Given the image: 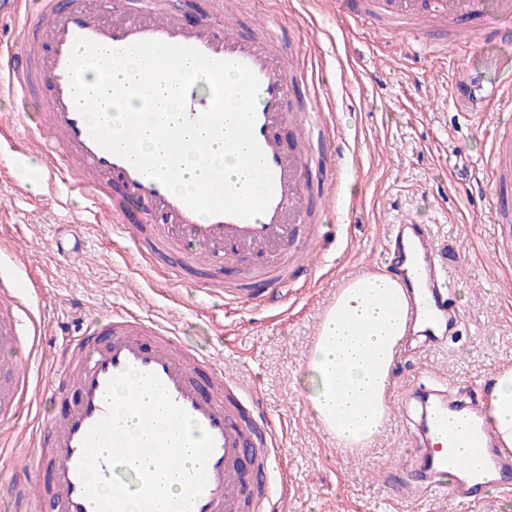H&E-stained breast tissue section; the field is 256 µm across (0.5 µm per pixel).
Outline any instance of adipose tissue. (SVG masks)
<instances>
[{"label":"adipose tissue","instance_id":"adipose-tissue-1","mask_svg":"<svg viewBox=\"0 0 512 512\" xmlns=\"http://www.w3.org/2000/svg\"><path fill=\"white\" fill-rule=\"evenodd\" d=\"M407 321V294L385 272L349 280L326 310L305 365V396L338 447L363 448L381 434ZM484 412L499 446L512 449V367L494 372Z\"/></svg>","mask_w":512,"mask_h":512}]
</instances>
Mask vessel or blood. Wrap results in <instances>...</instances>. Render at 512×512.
<instances>
[{"label": "vessel or blood", "instance_id": "obj_1", "mask_svg": "<svg viewBox=\"0 0 512 512\" xmlns=\"http://www.w3.org/2000/svg\"><path fill=\"white\" fill-rule=\"evenodd\" d=\"M333 8L340 18H368L385 31L423 21H480L484 39L503 47L500 69H512V0H334ZM4 17L15 22L22 43H0V88L22 104L39 92L47 94L36 148L44 161L41 172L24 167L28 146L0 137V150L12 153L20 163L21 181L29 183L43 174L65 176L67 192L84 202L81 222L110 224L133 239L147 224L160 242L184 255L188 266L215 273L226 265L237 268L244 282L225 289L226 306L247 303L275 311L290 289L313 280L317 268L310 259L312 245L324 235L307 187L313 171L341 166L345 144L329 139L326 154L305 148V141L328 139L333 115L317 106L296 108L287 59L278 48V20L265 22L264 36L247 37L237 26L215 23L206 14L185 24L171 0H140L134 10L115 0L108 12L92 7L90 0H0V18ZM80 37L111 48L162 41L246 65L259 81L254 133L272 173L267 210L251 218L196 213L162 183L101 148L71 93L68 63ZM211 103L206 81L188 89L189 118L208 110ZM284 127L295 129L297 143H283L278 131ZM112 187L139 206L137 222H130L119 206L105 205ZM386 243L391 275L404 287L427 289L434 311L442 320L449 317L451 283L428 226L391 225ZM27 288L19 269L0 264V356L5 359L0 365V422L21 413L32 385L31 371L12 359L13 350L24 342L34 351L42 349L41 321ZM130 367L154 373L172 400L214 441L206 465L207 484L193 512H275L283 490L285 450L280 427L259 404L255 391L226 378L215 361L199 359L170 329L129 310L88 324L61 350L51 387L58 395L73 392L76 400L61 420L39 430L48 453L36 461L34 498H1L0 512H35L39 498L49 501L53 512H95L78 474L82 444L108 411L109 380ZM415 395L421 411L413 441L422 449L421 468L431 474L453 459L451 451L433 444V432L447 427L449 411L476 416L480 406L456 405L441 388L423 386ZM493 440L491 429L481 427L472 440V457L491 458L501 470L512 467V450H494Z\"/></svg>", "mask_w": 512, "mask_h": 512}]
</instances>
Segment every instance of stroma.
Here are the masks:
<instances>
[{
  "label": "stroma",
  "mask_w": 512,
  "mask_h": 512,
  "mask_svg": "<svg viewBox=\"0 0 512 512\" xmlns=\"http://www.w3.org/2000/svg\"><path fill=\"white\" fill-rule=\"evenodd\" d=\"M280 22L293 63L306 74L295 94L333 112L347 143L340 176L352 208H330L336 234L324 240L340 262L311 287L290 291L282 316L248 306L229 311L207 284L139 267L133 243L109 226L79 223L81 204L64 201L63 183L20 186L11 157L0 154V248L16 251L15 265L37 281L33 305L44 322L42 357L17 354L38 382L31 407L0 441V457L10 463L0 469V485L33 476L38 449L29 439L66 408L50 392L59 330L75 333L130 309L216 359L225 376L254 388L275 422L287 426L284 512H468L458 500L410 494L418 479L405 396L436 379L479 400L496 369L512 365V215L498 211L502 181L487 165L512 112L456 92L495 79V51L476 42L441 54L416 33L338 22L329 0H288ZM45 105L37 98L22 115L0 94V127L30 141ZM407 219L430 225L435 246L449 248L461 324L445 348L420 339L407 345L394 366L384 430L369 446L342 451L312 416L301 386L304 365L337 290L353 276L384 270L387 227Z\"/></svg>",
  "instance_id": "stroma-1"
}]
</instances>
